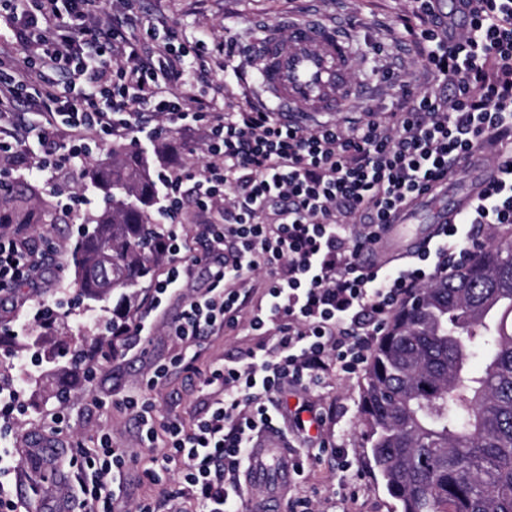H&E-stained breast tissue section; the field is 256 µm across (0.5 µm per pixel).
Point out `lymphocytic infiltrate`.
<instances>
[{
  "instance_id": "obj_1",
  "label": "lymphocytic infiltrate",
  "mask_w": 512,
  "mask_h": 512,
  "mask_svg": "<svg viewBox=\"0 0 512 512\" xmlns=\"http://www.w3.org/2000/svg\"><path fill=\"white\" fill-rule=\"evenodd\" d=\"M89 2L0 0V31L29 50L22 65L0 71V100L36 113V137L53 150L36 162L45 175L56 163L87 159L95 133L141 142L166 126L199 131L205 170L159 177L168 268L150 308L127 326L124 350L137 352L154 336L164 303L178 294L182 310L168 327L183 347L175 362L243 320L259 338L270 326L277 338L206 375L210 400L191 425L155 418L151 393L168 376L164 366L122 403L142 441L162 444L152 463L178 475L168 512H238L255 443L281 415L288 389L312 391L330 375L360 372L371 339L413 293L512 226V0H457L468 19L459 31L434 0H408L405 39L431 85L405 82L393 111L365 104L358 117L308 128L247 98L230 112L193 100L186 86L210 73L204 40L183 44L170 27L148 50L130 39L144 25L133 0H101L95 11ZM490 139L502 143L497 174L460 222L398 263L363 261L379 225ZM188 199L224 211L223 222L202 227L224 259L200 295L183 292L203 261L184 233ZM39 268L24 240L0 234L1 294L36 287ZM72 446L84 478L66 498L68 512H119V478L132 454L107 433L96 447Z\"/></svg>"
}]
</instances>
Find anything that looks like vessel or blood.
<instances>
[{
    "label": "vessel or blood",
    "mask_w": 512,
    "mask_h": 512,
    "mask_svg": "<svg viewBox=\"0 0 512 512\" xmlns=\"http://www.w3.org/2000/svg\"><path fill=\"white\" fill-rule=\"evenodd\" d=\"M250 48L261 87L277 100L284 121L342 110L358 96L353 46L334 23L318 17L285 18L261 30ZM494 173L480 154H471L460 191L449 194L442 182L399 208L391 223L378 228L374 256L382 261L424 246L441 225L455 223L469 211ZM420 223L426 226L424 234L411 235L409 225Z\"/></svg>",
    "instance_id": "obj_1"
}]
</instances>
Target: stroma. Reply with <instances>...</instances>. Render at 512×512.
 <instances>
[{
	"label": "stroma",
	"instance_id": "35a3bbf8",
	"mask_svg": "<svg viewBox=\"0 0 512 512\" xmlns=\"http://www.w3.org/2000/svg\"><path fill=\"white\" fill-rule=\"evenodd\" d=\"M138 6L146 21H164L179 29L185 39L205 37L209 44L220 45L226 39L247 44L260 28L279 22L288 13L312 14L348 26L350 18H358L360 26L349 28L355 53V80L362 101L381 112L390 111L399 94L377 79L374 68L386 65L410 74L415 69L411 53L396 49L398 18L407 9L405 0H139ZM166 144L165 170L191 169L202 172L209 157L198 142L197 135L185 129H171L162 134ZM194 144V152H187L186 144ZM23 146L0 152V177L13 187L8 208H15L18 200H26L28 208L37 210L49 206L50 214L42 221L25 225L23 234L31 249L40 253L56 250L57 256L48 261L41 271L42 295L72 298L77 294L73 271L69 265L70 251L80 236L81 229L92 226L100 212L101 195L86 189L84 167L62 168L56 171L55 191H48L26 166L20 165L25 156ZM84 193L88 204L63 210L62 195ZM250 330L242 329L230 335L211 337L205 345L196 371H172L155 393L158 414L164 419L189 420L203 406L206 388L203 372L217 359L236 355L240 348L255 343ZM121 338H113L111 351L95 360L96 373L92 379L68 392L65 401H57L34 384H27L25 400L28 411L19 420L15 441L17 447L38 452L51 447L53 464L38 475L31 467H24L17 477L18 487L30 504L31 512H52L61 502L67 488L77 485L83 474L69 466L63 457L66 444L72 438H81L85 446L92 447L101 433L112 436L115 446L125 448L137 456L136 465L124 469L121 477L123 496L133 502L153 492V485L144 471L151 466V454L144 448L139 431L131 415L123 411V397L142 387L158 365L168 363L179 348L165 330H157L143 355L135 359L122 354ZM362 375L334 376L326 387L310 392L296 390L288 394L289 404L308 398L328 413L335 425L337 444L348 448L360 475L357 479L356 500H341L338 493L349 480L341 462L332 455L306 465L297 481L300 493L319 491L325 503V512H398V505L384 489L376 476L363 446L358 421V406ZM64 416L63 430L55 434L50 430L52 413Z\"/></svg>",
	"mask_w": 512,
	"mask_h": 512
}]
</instances>
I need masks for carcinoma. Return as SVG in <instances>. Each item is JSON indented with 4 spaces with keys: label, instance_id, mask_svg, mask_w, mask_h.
<instances>
[{
    "label": "carcinoma",
    "instance_id": "carcinoma-1",
    "mask_svg": "<svg viewBox=\"0 0 512 512\" xmlns=\"http://www.w3.org/2000/svg\"><path fill=\"white\" fill-rule=\"evenodd\" d=\"M109 201L77 241L81 296L124 308L164 259L155 223V166L118 146L88 170ZM35 382L61 374L60 343L32 340ZM482 366L473 365L475 350ZM374 469L400 512H512V238L481 248L465 268L418 291L393 315L371 354L359 402Z\"/></svg>",
    "mask_w": 512,
    "mask_h": 512
}]
</instances>
